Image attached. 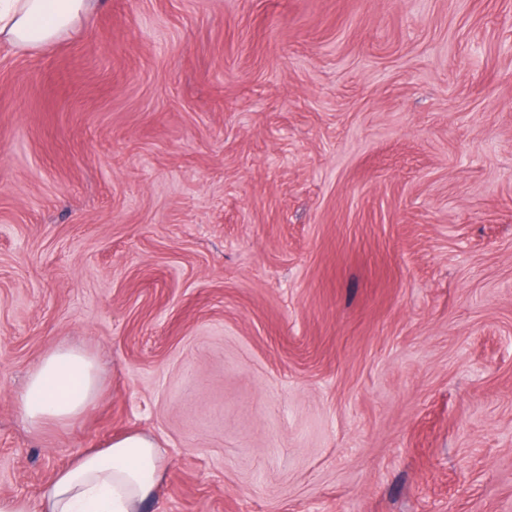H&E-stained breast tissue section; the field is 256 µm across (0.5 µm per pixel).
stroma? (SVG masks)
<instances>
[{
	"mask_svg": "<svg viewBox=\"0 0 512 512\" xmlns=\"http://www.w3.org/2000/svg\"><path fill=\"white\" fill-rule=\"evenodd\" d=\"M62 343L99 392L35 433ZM131 432L143 512H512V0H100L0 43V496Z\"/></svg>",
	"mask_w": 512,
	"mask_h": 512,
	"instance_id": "1",
	"label": "stroma"
}]
</instances>
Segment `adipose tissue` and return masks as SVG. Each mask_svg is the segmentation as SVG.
Listing matches in <instances>:
<instances>
[{"instance_id": "adipose-tissue-1", "label": "adipose tissue", "mask_w": 512, "mask_h": 512, "mask_svg": "<svg viewBox=\"0 0 512 512\" xmlns=\"http://www.w3.org/2000/svg\"><path fill=\"white\" fill-rule=\"evenodd\" d=\"M97 0H0V41L24 51L38 50L78 31ZM98 375L83 351L61 346L32 371L20 407L32 430L65 425L93 401ZM162 480L156 439L135 432L105 447L77 455L43 489L38 504L0 497V512H141Z\"/></svg>"}]
</instances>
